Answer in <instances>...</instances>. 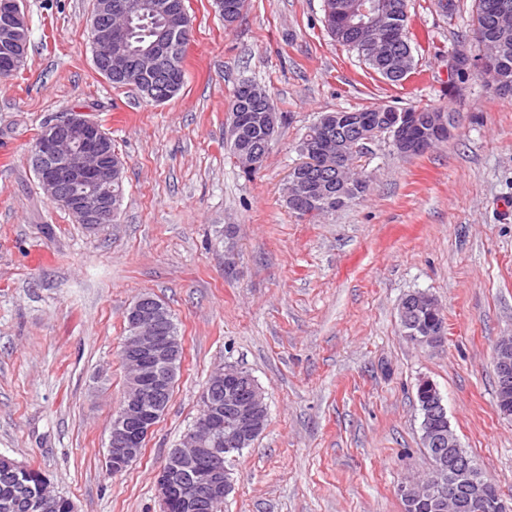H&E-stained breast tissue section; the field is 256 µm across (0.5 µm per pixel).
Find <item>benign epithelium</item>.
<instances>
[{
    "label": "benign epithelium",
    "instance_id": "benign-epithelium-1",
    "mask_svg": "<svg viewBox=\"0 0 512 512\" xmlns=\"http://www.w3.org/2000/svg\"><path fill=\"white\" fill-rule=\"evenodd\" d=\"M149 14L160 18L163 27L159 40L145 50L134 52L128 47V33L134 18ZM176 15L171 0H99L91 17L90 39L93 61L97 71L105 78H112L136 63L142 76L153 74L166 51L170 18ZM353 30L361 35L370 34L377 25L388 20L385 0H354L347 10ZM28 20L17 0H0V43L7 50L0 56V78H7L25 67L27 61ZM481 74L491 76L503 52L502 44L494 37L481 35ZM266 104L264 111L252 115L255 124L262 127L265 139L272 140L276 122ZM382 120L388 130L395 133L401 154L418 155L428 150L432 140L445 139L451 125L444 115L436 118L434 129L414 139L410 136L413 117L407 112H385ZM339 132L363 144L381 136L382 129L370 121L350 112L336 114ZM32 159L36 164L35 175L43 192L53 202L67 211L78 224L94 228L112 223L117 204L112 202V184L120 181L121 161L112 157L110 135L102 126L82 112H68L44 122L37 137ZM132 336L121 350V357L128 365L131 376L125 399L113 423L112 468L123 471L140 455L141 446L157 421L165 412L163 403L149 407L146 394L151 389L162 390L170 386L169 371L178 358L179 344L166 333L169 313L158 299L142 295L128 311ZM411 335L416 343L429 347L439 345L445 336L442 326L432 329L416 326ZM494 366L499 378V404L502 414L512 416V339L504 340L498 347ZM243 378L239 369L221 366L211 375L205 404L199 423L190 429L181 441L180 450L157 473L156 486L161 505L176 488L177 467L193 462L197 464V483L204 489L201 500L183 503L188 512L207 510L224 501L233 485L223 467V455L231 452L223 442L242 448L259 435L263 429V390L247 379L250 397L246 400L229 399L237 417V424L230 430L224 428V402L220 388L224 384ZM423 387L431 388L433 399L425 406V440L431 453H436L443 441H448V457H437L436 466L448 470V483L467 487L473 492L472 507L493 512H512V503L500 497L497 501L482 502V480L472 465L464 459L453 430H445V406L435 385L424 380ZM408 500H424L434 504L439 512H459L461 503L452 494L445 496L432 482L420 486L402 487Z\"/></svg>",
    "mask_w": 512,
    "mask_h": 512
}]
</instances>
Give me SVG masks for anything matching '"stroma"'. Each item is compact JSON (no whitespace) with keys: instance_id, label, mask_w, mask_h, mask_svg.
Returning <instances> with one entry per match:
<instances>
[{"instance_id":"stroma-1","label":"stroma","mask_w":512,"mask_h":512,"mask_svg":"<svg viewBox=\"0 0 512 512\" xmlns=\"http://www.w3.org/2000/svg\"><path fill=\"white\" fill-rule=\"evenodd\" d=\"M20 2L27 65L0 79V456L40 470L77 512H162L155 475L213 371L232 365L262 387L268 420L230 464L223 512H404L401 486L430 472L416 401L426 378L461 448L512 499V419L496 407L494 370L512 336V97L450 67L473 0L450 18L409 0L414 68L397 84L332 39L323 0H247L230 28L214 0H186L185 83L160 105L96 71L94 0ZM244 81L282 115L251 177L224 139ZM375 105L458 119L420 155L377 139L355 162L361 196L296 217L285 186L308 127ZM66 112L101 123L124 161L116 223H75L39 186L37 133ZM417 292L446 317L439 347L400 327L398 306ZM144 293L168 306L184 353L140 457L113 475L126 312Z\"/></svg>"}]
</instances>
